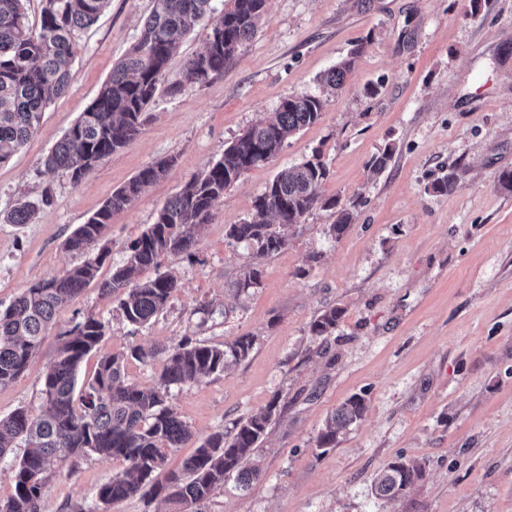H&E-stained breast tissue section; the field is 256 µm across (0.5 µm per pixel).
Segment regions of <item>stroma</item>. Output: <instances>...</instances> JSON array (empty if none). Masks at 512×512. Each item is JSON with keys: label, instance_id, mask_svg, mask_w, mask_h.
Segmentation results:
<instances>
[{"label": "stroma", "instance_id": "35a3bbf8", "mask_svg": "<svg viewBox=\"0 0 512 512\" xmlns=\"http://www.w3.org/2000/svg\"><path fill=\"white\" fill-rule=\"evenodd\" d=\"M152 0H110L77 31L68 93L46 109L37 132L0 165V212L20 197L52 201L27 224L0 223V307L26 288L83 262L64 242L146 165L174 167L115 214L100 275L121 266L127 247L182 186L290 95L316 91V78L356 43L364 52L320 119L292 136L268 164L224 193L195 236L192 255L167 254L160 268L179 283L156 319L132 330L118 302L88 286L60 311L40 354L0 387V417L44 410L42 372L57 331L75 314L103 318L108 331L80 368L132 346L154 350L128 362L129 378L154 385L167 353L184 338L224 345L255 340L223 376L171 390L193 437L168 451L169 469L211 434L276 404L256 453L260 479L214 490L206 512H512V0H268L258 31L222 77L179 95L159 94L139 135L72 182L43 161L96 98L113 65L136 43ZM378 86L376 95L365 88ZM386 168L370 164L385 149ZM320 151L329 169L322 193L354 208L341 237L332 212L316 209L288 230V244L262 262V285L236 291L252 250L226 236L248 219L267 183ZM456 172L460 186L433 194ZM335 307L328 339L311 320ZM361 396L364 417L336 446L317 437L345 400ZM414 461L423 479L393 501L371 492L377 472ZM117 457L64 464L48 481L40 512H97V488L121 473Z\"/></svg>", "mask_w": 512, "mask_h": 512}]
</instances>
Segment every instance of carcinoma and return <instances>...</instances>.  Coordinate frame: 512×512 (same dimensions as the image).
<instances>
[{"mask_svg": "<svg viewBox=\"0 0 512 512\" xmlns=\"http://www.w3.org/2000/svg\"><path fill=\"white\" fill-rule=\"evenodd\" d=\"M24 0H0V164L7 163L36 133L46 108L67 94L73 63L72 41L76 31L93 24L109 0H43L39 30L30 29ZM214 0H154L140 37L112 68L95 100L67 131L45 160L50 170H62L78 182L141 131L174 52L195 27H207L202 52L187 59L181 79L165 92L177 95L188 87L203 86L199 76L224 74L238 53L253 38L265 13L267 0H228L217 10ZM363 51L357 45L347 58L317 80L319 92L284 98L262 121L247 128L222 156L189 180L168 200L153 224L128 247L124 265L106 279L99 271L106 256L67 270L63 275L34 283L6 309L0 310V387L13 382L30 366L43 336L56 315L85 288L96 283L101 294L113 296L125 321L140 328L160 315L179 288L177 280L159 272L145 282L135 281L138 270L159 265L165 254L191 252L192 229L205 224L224 200V191L250 169L267 163L301 128L318 121L327 102L353 71ZM163 158L141 169L116 190L104 205L66 239L65 249L83 253L102 240L112 216L129 208L173 166ZM329 170L320 153L278 172L256 198L255 215L227 225V237L254 248L253 258L239 290L256 288L261 281L260 260L288 244L285 229L301 224L315 209L336 213L329 232L340 236L354 221V212L334 197L324 198L321 185ZM458 188V175L450 172L434 181L429 190L447 193ZM49 190L36 201L21 200L0 220L28 224L42 205L50 202ZM341 311L331 308L310 323L314 336H329ZM107 333V323L94 314L76 317L58 334L54 358L42 374L44 411L38 417L17 409L0 418V460L14 444L26 451L13 472L14 493L0 502V512H39L43 490L50 476L63 464L92 453L119 457L126 468L96 492L105 506L147 494L181 504L199 505L230 477L247 489L261 471L248 462L263 442L276 404L263 413L239 420L234 432H216L200 443L177 470L164 472L167 449L191 439L188 425L170 404L171 388L199 383L221 375L229 362L245 359L253 338L240 336L220 347L186 339L166 358L158 382L143 387L130 380L128 361L145 363L154 352L140 346L101 357L92 377L77 387L84 359ZM365 399L353 396L326 421L317 447L336 445L338 436L362 419ZM165 474L164 481L157 480ZM423 477L421 466L402 459L386 465L377 475L373 493L394 500Z\"/></svg>", "mask_w": 512, "mask_h": 512, "instance_id": "carcinoma-1", "label": "carcinoma"}]
</instances>
